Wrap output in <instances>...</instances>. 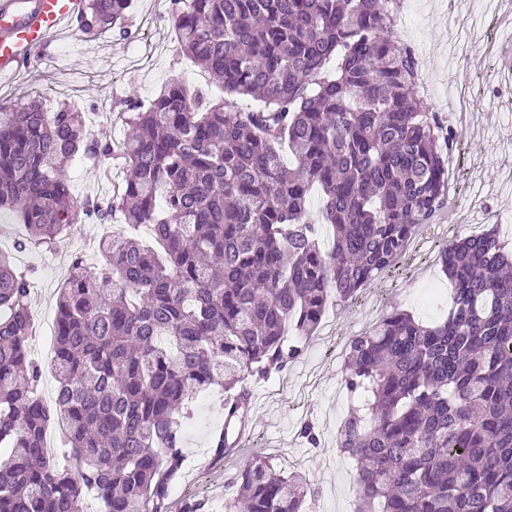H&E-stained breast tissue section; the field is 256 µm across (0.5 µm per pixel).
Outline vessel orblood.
<instances>
[{
  "mask_svg": "<svg viewBox=\"0 0 512 512\" xmlns=\"http://www.w3.org/2000/svg\"><path fill=\"white\" fill-rule=\"evenodd\" d=\"M84 0H0V79L30 66L36 54L51 44L58 32L83 11Z\"/></svg>",
  "mask_w": 512,
  "mask_h": 512,
  "instance_id": "obj_1",
  "label": "vessel or blood"
}]
</instances>
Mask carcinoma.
<instances>
[{
    "label": "carcinoma",
    "mask_w": 512,
    "mask_h": 512,
    "mask_svg": "<svg viewBox=\"0 0 512 512\" xmlns=\"http://www.w3.org/2000/svg\"><path fill=\"white\" fill-rule=\"evenodd\" d=\"M129 0H87L79 30L121 24ZM399 0H170L178 52L225 97L178 79L129 99L120 146L81 113L33 98L0 106V213L50 250L96 214L132 232L75 261L57 301L52 403L27 356L32 273L0 252V512H168L182 426L201 391L241 414L249 375L298 356L341 307L437 221L457 134L414 92L417 63L392 36ZM295 158L287 166L283 148ZM126 164L107 208L77 203V156ZM322 196L313 218L312 189ZM334 230L326 251L321 225ZM150 227L151 241L133 233ZM448 314L404 311L348 344L356 399L338 448L355 462L357 512H512V255L496 228L440 254ZM59 420L70 463L46 447ZM228 512H305L302 474L259 457Z\"/></svg>",
    "instance_id": "cac0c4a2"
}]
</instances>
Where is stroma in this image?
Here are the masks:
<instances>
[{
	"instance_id": "obj_1",
	"label": "stroma",
	"mask_w": 512,
	"mask_h": 512,
	"mask_svg": "<svg viewBox=\"0 0 512 512\" xmlns=\"http://www.w3.org/2000/svg\"><path fill=\"white\" fill-rule=\"evenodd\" d=\"M447 4L448 0H411L419 22L395 30L394 36L424 46L423 68L430 83L450 81L463 90L502 49L498 41L473 43L468 36L472 23L485 17L497 30H507L512 26V0H468L453 15ZM167 10L168 0H132L126 20L130 34L125 38L115 29L91 38L75 29L61 33L51 48V62H33L28 71L0 80V103L14 104L27 96L41 97L50 106L71 103L83 113L95 137L117 145L128 133L122 111L130 95L149 100L161 84L176 78L220 96V89L200 68L179 59L173 30L163 20ZM457 135L456 167L464 204L441 212L435 234L425 238L420 250H406L345 307L328 310L341 333H362L396 309L426 323L442 319L448 312L449 284L438 257L445 243L490 227L488 209L512 210V101L495 107L472 104ZM70 175L74 197L95 200L111 197L125 171L116 158L80 157ZM23 232L12 214H0V250L14 253L18 267L36 271L29 306L39 324L54 317L66 280L63 269L72 258L37 246L14 252L13 241ZM327 346V330L318 329L283 377L249 378L255 431L249 447L228 463L216 461L210 448L213 432L224 422L223 389L215 387L194 398L183 429L182 472L172 488L168 512H181L189 499L204 501L203 512H224L225 502L234 495L230 477L259 456L283 473L305 474L332 512H354L356 468L343 461L336 447V422L345 418L350 404L344 361L326 356ZM307 423L314 427L316 443L300 434Z\"/></svg>"
}]
</instances>
